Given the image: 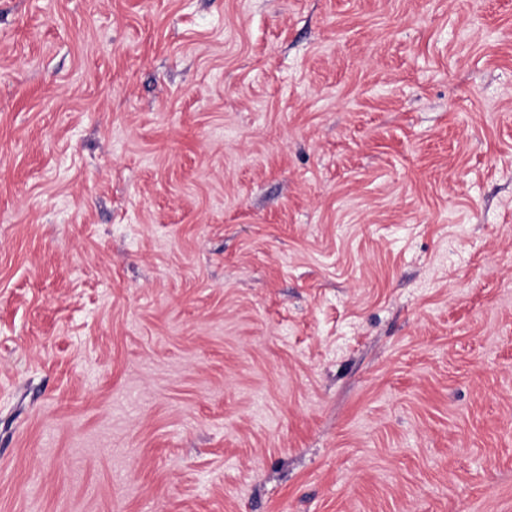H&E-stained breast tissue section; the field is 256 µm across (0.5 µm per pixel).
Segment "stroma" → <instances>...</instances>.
I'll return each instance as SVG.
<instances>
[{
    "label": "stroma",
    "instance_id": "obj_1",
    "mask_svg": "<svg viewBox=\"0 0 512 512\" xmlns=\"http://www.w3.org/2000/svg\"><path fill=\"white\" fill-rule=\"evenodd\" d=\"M0 512H512V0H0Z\"/></svg>",
    "mask_w": 512,
    "mask_h": 512
}]
</instances>
